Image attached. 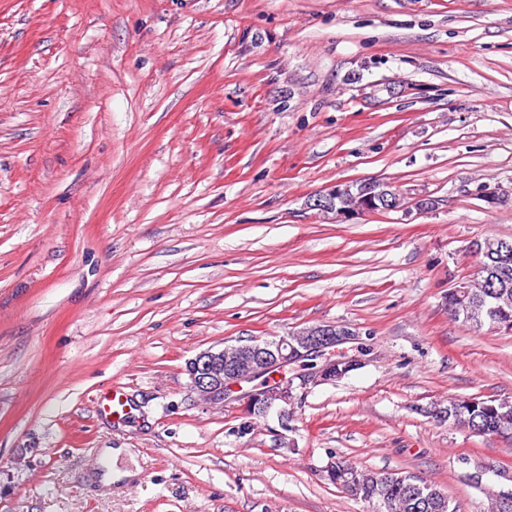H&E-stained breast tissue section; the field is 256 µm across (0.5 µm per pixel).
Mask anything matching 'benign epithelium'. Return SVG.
Segmentation results:
<instances>
[{
	"mask_svg": "<svg viewBox=\"0 0 512 512\" xmlns=\"http://www.w3.org/2000/svg\"><path fill=\"white\" fill-rule=\"evenodd\" d=\"M378 192L368 193V205L357 212L342 207L337 215L350 219L355 216L390 210L389 201ZM358 336L344 324H328L292 332L271 340H255L251 344L232 348L210 347L200 351L186 363L191 386L204 400L223 399L232 390L242 392L246 414L261 410L263 416L276 411L281 425L288 426L292 418L294 391H308L322 384L334 382L350 369L361 365L360 357L335 356L340 345L353 343ZM298 365L300 373L288 378L284 371ZM249 386L243 390V386Z\"/></svg>",
	"mask_w": 512,
	"mask_h": 512,
	"instance_id": "obj_1",
	"label": "benign epithelium"
}]
</instances>
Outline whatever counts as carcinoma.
Wrapping results in <instances>:
<instances>
[{
  "label": "carcinoma",
  "mask_w": 512,
  "mask_h": 512,
  "mask_svg": "<svg viewBox=\"0 0 512 512\" xmlns=\"http://www.w3.org/2000/svg\"><path fill=\"white\" fill-rule=\"evenodd\" d=\"M365 196L364 184H350L340 204L356 206ZM503 239L484 238L478 255L466 307L448 294V312L477 329H493L500 322L512 325V255L502 258ZM449 423L479 435H512V402L480 397L450 399L448 407L436 413ZM327 480L348 494L367 502L371 512H460L459 507L436 486L413 474L380 473L356 468L336 457V472Z\"/></svg>",
  "instance_id": "obj_1"
}]
</instances>
